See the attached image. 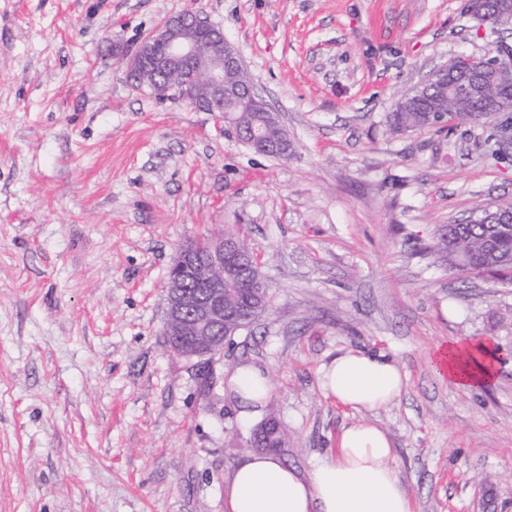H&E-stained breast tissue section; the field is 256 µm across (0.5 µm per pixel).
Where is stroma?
<instances>
[{
  "label": "stroma",
  "instance_id": "1",
  "mask_svg": "<svg viewBox=\"0 0 512 512\" xmlns=\"http://www.w3.org/2000/svg\"><path fill=\"white\" fill-rule=\"evenodd\" d=\"M188 8L279 112L288 159L129 80L142 39ZM494 50L465 0H0V512H225L256 430L229 372H267L273 454L306 471L357 418L318 383L349 349L406 375L368 419L414 512H512V358L467 392L430 364L451 338L512 351V285L436 247L512 201V154L483 125H387L449 58ZM225 232L259 258L268 307L213 360L173 355L169 269Z\"/></svg>",
  "mask_w": 512,
  "mask_h": 512
}]
</instances>
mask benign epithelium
Here are the masks:
<instances>
[{
	"mask_svg": "<svg viewBox=\"0 0 512 512\" xmlns=\"http://www.w3.org/2000/svg\"><path fill=\"white\" fill-rule=\"evenodd\" d=\"M496 8L498 14L491 19L484 16L487 7L478 0L466 3L468 14L483 23L502 26L512 21L508 3L502 0ZM202 28L216 31V38L222 43V49L208 56L204 72L195 68L201 48L190 36L192 31ZM510 51L512 47L503 46L501 56L482 62L470 79L469 97L480 100L488 112H512V102L498 93L500 86L512 83V68L501 63V57ZM145 65L173 82L188 80L192 106L221 112L226 123L232 118L224 111V105L244 98L258 106L264 103L255 87L242 88L224 81L225 72L241 65L240 57L224 39L223 30L210 24L197 10L166 17L140 43L129 60V70L137 71ZM252 270V252L233 237L218 235L207 238L204 245L196 241L180 247L168 275L164 316V335L189 338V343L180 346V356L212 359L224 350V339L217 336L219 330L233 335L247 326L251 316L224 297V274L243 279Z\"/></svg>",
	"mask_w": 512,
	"mask_h": 512,
	"instance_id": "7a95c632",
	"label": "benign epithelium"
}]
</instances>
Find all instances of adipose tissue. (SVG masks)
I'll return each mask as SVG.
<instances>
[{"label": "adipose tissue", "instance_id": "ef3b65f1", "mask_svg": "<svg viewBox=\"0 0 512 512\" xmlns=\"http://www.w3.org/2000/svg\"><path fill=\"white\" fill-rule=\"evenodd\" d=\"M494 353L490 340L452 338L436 347L431 366L456 388H488L497 378ZM318 374L325 396L362 415L396 403L406 385L397 361L375 351L340 352ZM227 386L243 422L261 414L270 392L262 369L241 364ZM394 455L387 433L363 418L341 430L335 454L304 473L267 453H253L229 478L226 512H413Z\"/></svg>", "mask_w": 512, "mask_h": 512}]
</instances>
